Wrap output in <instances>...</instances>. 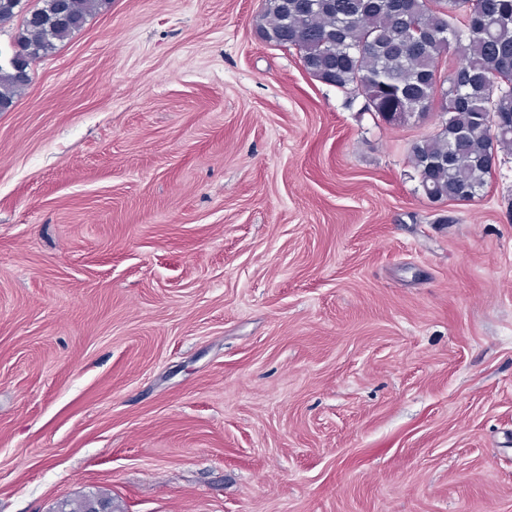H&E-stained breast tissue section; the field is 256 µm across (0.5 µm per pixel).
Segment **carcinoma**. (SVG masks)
Returning a JSON list of instances; mask_svg holds the SVG:
<instances>
[{
  "mask_svg": "<svg viewBox=\"0 0 512 512\" xmlns=\"http://www.w3.org/2000/svg\"><path fill=\"white\" fill-rule=\"evenodd\" d=\"M23 18L16 49L0 61V112L10 111L29 84L30 64L83 27L99 0H42ZM262 37L297 49L318 81L365 98L384 121L446 117L433 135L409 144L408 158L425 197L471 202L486 194L493 174L492 141L512 148V0H265ZM455 62L443 72L439 62ZM404 97L418 113L398 112ZM118 512L112 498L92 492L66 499L54 512Z\"/></svg>",
  "mask_w": 512,
  "mask_h": 512,
  "instance_id": "carcinoma-1",
  "label": "carcinoma"
}]
</instances>
